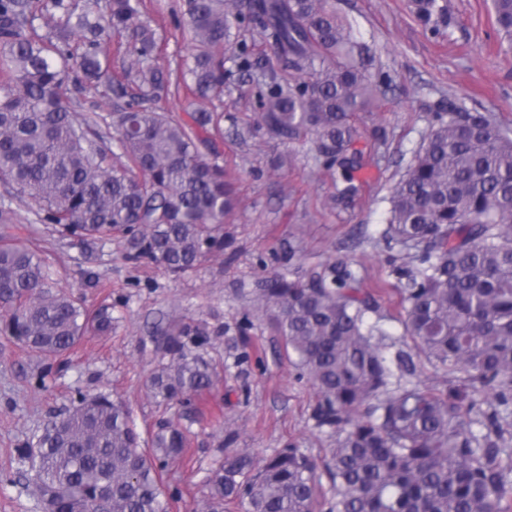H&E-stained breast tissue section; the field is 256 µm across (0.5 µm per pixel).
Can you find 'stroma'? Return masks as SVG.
I'll return each instance as SVG.
<instances>
[{
    "instance_id": "35a3bbf8",
    "label": "stroma",
    "mask_w": 512,
    "mask_h": 512,
    "mask_svg": "<svg viewBox=\"0 0 512 512\" xmlns=\"http://www.w3.org/2000/svg\"><path fill=\"white\" fill-rule=\"evenodd\" d=\"M443 19H420L413 0H336V9L368 48V69L381 82L375 102L355 113L363 161L353 172V199L335 204L329 174L298 143L270 138L254 122V103L239 83L226 85L221 155L236 181L238 205L224 223L231 245L192 273L130 263L119 241L82 242L37 223L25 199L0 188L9 231L45 257L59 286L89 308L112 307V333L77 345L62 369L42 373L38 357L0 335V512H39L18 482L16 449L36 436L77 393H112L130 409L138 431L170 419L188 429L186 451L168 462L162 486L169 512H208L210 479L225 448L263 457L297 448L324 467L336 442L312 417L318 392L285 349L268 314L248 293L277 274L305 279L344 264L377 302L396 346L405 311L397 268L405 249L383 237L389 197L427 134L443 98L493 113L512 130V53H504L491 0H437ZM175 0H145L158 39V63L179 75L192 45L171 13ZM206 322L196 352L216 369L196 410L154 398L148 379L167 362L162 330Z\"/></svg>"
}]
</instances>
